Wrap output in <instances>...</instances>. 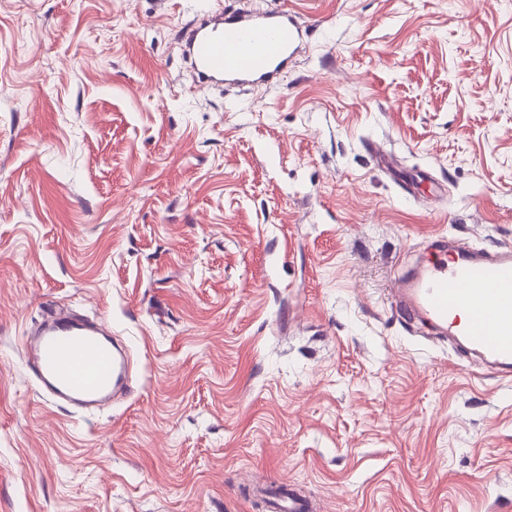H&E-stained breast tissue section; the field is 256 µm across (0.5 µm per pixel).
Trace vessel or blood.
<instances>
[{
	"instance_id": "obj_1",
	"label": "vessel or blood",
	"mask_w": 512,
	"mask_h": 512,
	"mask_svg": "<svg viewBox=\"0 0 512 512\" xmlns=\"http://www.w3.org/2000/svg\"><path fill=\"white\" fill-rule=\"evenodd\" d=\"M301 38L288 11L216 16L195 23L186 44L204 81L260 85L283 69ZM397 312L464 343L492 368L512 371V249L474 251L439 237L433 256L398 276ZM27 348L41 387L80 411L109 408L125 389L131 363L103 324L48 313Z\"/></svg>"
}]
</instances>
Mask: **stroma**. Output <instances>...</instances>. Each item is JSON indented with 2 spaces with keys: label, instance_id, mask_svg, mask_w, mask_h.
<instances>
[{
  "label": "stroma",
  "instance_id": "35a3bbf8",
  "mask_svg": "<svg viewBox=\"0 0 512 512\" xmlns=\"http://www.w3.org/2000/svg\"><path fill=\"white\" fill-rule=\"evenodd\" d=\"M240 10L299 50L199 86ZM441 235L512 245V0H0V512H512V377L392 303ZM53 306L128 346L109 410L28 369ZM301 29L288 11L216 16L188 32L189 56L203 83L260 85L283 69L297 47Z\"/></svg>",
  "mask_w": 512,
  "mask_h": 512
}]
</instances>
